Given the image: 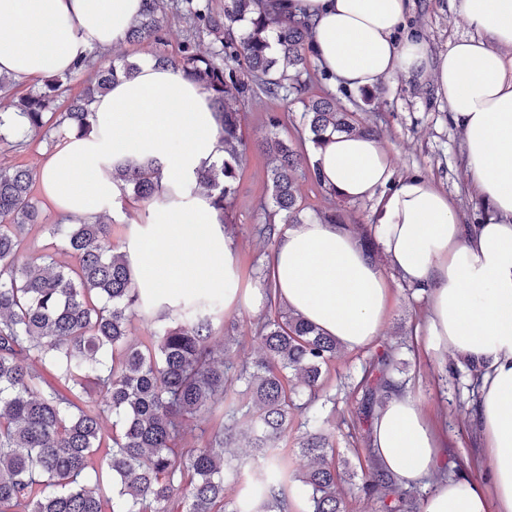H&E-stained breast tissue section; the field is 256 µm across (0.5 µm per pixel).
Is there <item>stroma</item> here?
I'll use <instances>...</instances> for the list:
<instances>
[{
	"label": "stroma",
	"mask_w": 512,
	"mask_h": 512,
	"mask_svg": "<svg viewBox=\"0 0 512 512\" xmlns=\"http://www.w3.org/2000/svg\"><path fill=\"white\" fill-rule=\"evenodd\" d=\"M164 40L160 45L127 42L119 48L99 52L100 63L110 64L123 58L137 61L140 54L162 53L176 55L189 36L188 19L175 12L167 13ZM406 27L425 34L433 51L441 52L454 45L472 30L454 7L452 0H412ZM335 95L357 123L379 129L380 138L395 159V173L405 176L420 173L448 193L457 203L466 223L481 224L489 217L487 204L473 190L464 168L462 136L452 123L448 106L436 98L432 85L417 86L397 79L386 82L371 105H364L359 93L346 90L330 80L312 78L306 94L317 97ZM243 115V128L253 146L240 170L238 192L226 233L237 252L244 285L261 283V273L269 262L274 242L259 236L265 222L261 202L270 195L266 181L268 159L257 142L264 135L269 115H279L289 135L303 130L301 102L286 103L254 94L237 102ZM385 275L392 285L393 303L382 342L398 346L399 381L409 386L421 407L448 434L449 472H457L471 480L486 482L490 474V459L482 448L470 414L472 402L468 390V373L449 377L445 361L426 348L425 299L420 291L409 290L393 269ZM266 311L265 301L227 315V322L236 326L239 342L230 346L229 361L239 363L253 360L261 352L253 324ZM371 354L370 349L341 352L328 376L326 391L334 399V408H323L328 417V429L334 435L336 448L345 456L367 459L369 452L361 443L362 425L358 417L360 394L351 385L359 376L361 365Z\"/></svg>",
	"instance_id": "1"
}]
</instances>
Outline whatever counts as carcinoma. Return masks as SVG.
Here are the masks:
<instances>
[{
  "mask_svg": "<svg viewBox=\"0 0 512 512\" xmlns=\"http://www.w3.org/2000/svg\"><path fill=\"white\" fill-rule=\"evenodd\" d=\"M175 9L190 22L176 57L160 54V66L180 68L207 93L221 121L224 161L197 173L194 193L229 213L237 193L238 168L250 145L231 101L255 90L282 101L298 96L310 77L311 27L281 16L263 0H143L140 18L127 39L163 41V17ZM211 39L207 52L200 50ZM275 44L279 57L268 54ZM136 63L96 66L79 60L62 74L0 112V141L10 134L23 149L51 133L94 128L91 105ZM86 72L82 92L63 112L54 102L65 96L73 73ZM305 129L313 146L335 132L375 135L358 128L346 108L327 94L304 103ZM270 134L259 142L268 156L270 203L260 233H280L285 224H303L298 179L324 187L306 151L279 135L281 120L268 119ZM163 171L153 161L117 165L112 180L123 193L146 200L162 190ZM37 174L0 166V512H286L288 482L309 490V512H346L336 494L342 468L320 417L301 423L298 456L306 464L295 474L277 453L295 416L325 393L323 370L340 350L336 339L294 315L266 282L268 313L255 324L263 353L251 364L224 361V343L215 340L224 323L223 302L200 289L177 308L144 302L124 253L112 245V225L50 224L53 242L28 238L43 223L34 194ZM159 324L147 341L127 342L131 320ZM394 352L385 349L362 364L356 389L360 411L369 417L395 385ZM301 395L307 396L299 403ZM112 414V428L103 423ZM216 419L202 430L199 444L182 443L186 423ZM246 442L262 465L241 481L238 459L228 449ZM240 485L239 497L224 499V486ZM360 490L380 512H417L396 492L389 475L372 466Z\"/></svg>",
  "mask_w": 512,
  "mask_h": 512,
  "instance_id": "1",
  "label": "carcinoma"
}]
</instances>
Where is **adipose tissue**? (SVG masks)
<instances>
[{
	"instance_id": "1",
	"label": "adipose tissue",
	"mask_w": 512,
	"mask_h": 512,
	"mask_svg": "<svg viewBox=\"0 0 512 512\" xmlns=\"http://www.w3.org/2000/svg\"><path fill=\"white\" fill-rule=\"evenodd\" d=\"M314 25L322 68L352 89L403 79L432 82L464 138V163L490 204L486 223H464L447 194L421 175L395 178L391 152L374 136L337 133L312 161L327 188L371 200L369 255L344 224L312 219L277 239L271 257L281 300L348 351L381 336L392 305L383 269L426 299L428 347L483 362L475 424L489 450L488 483L443 477L448 439L409 387L395 385L377 410L370 448L397 484L432 480L422 512H512V0H455L473 29L433 53L420 32L397 38L411 0H279ZM142 0H0V74L17 80L63 73L97 48L124 43ZM95 131H62L39 169L61 223L94 221L121 204L118 161L152 158L163 193L122 246L142 298L177 305L194 288L223 292L225 312L253 303L222 218L190 194L202 167L223 159L212 102L182 70L141 60L92 106ZM171 261L159 269V254Z\"/></svg>"
}]
</instances>
